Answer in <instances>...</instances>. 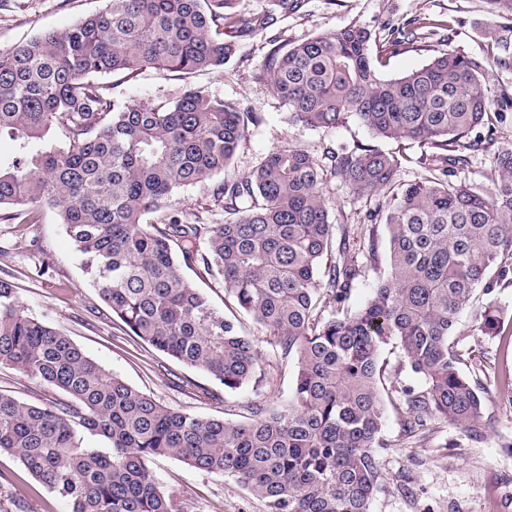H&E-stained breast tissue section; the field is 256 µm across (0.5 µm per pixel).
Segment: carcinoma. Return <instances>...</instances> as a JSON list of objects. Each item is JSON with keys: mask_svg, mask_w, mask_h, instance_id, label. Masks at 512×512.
<instances>
[{"mask_svg": "<svg viewBox=\"0 0 512 512\" xmlns=\"http://www.w3.org/2000/svg\"><path fill=\"white\" fill-rule=\"evenodd\" d=\"M512 20V0H485ZM239 0H105L62 31L0 53V223L30 224L56 210L102 302L132 334L210 376L226 392L257 383L260 354L238 318H228L184 269L224 282L241 314L294 361L288 401L251 407L247 421L190 415L159 404L91 359L73 340L28 314L0 277V364L65 396L31 403L0 391V454L16 457L71 512H184L151 467L160 456L235 478L267 512H371L382 473L378 449L389 389L403 432L433 419L480 428L479 384L462 371L457 317L476 290L512 286V148L493 153L480 182L457 177L477 127L493 135L512 96L492 94L504 54L476 59L441 52L422 67L381 78L372 34L350 25L288 49L277 44L258 77L272 83L288 122L333 130L353 118L380 139L420 148V180L373 145L268 154L242 179L213 186L224 222L208 224L174 203L175 193L219 175L260 122L232 102L185 86L172 99L121 103L103 85L146 69L187 78L224 68L257 21ZM405 22L395 46L416 42ZM330 180L357 199L376 194L367 228L332 224ZM384 227L389 272L353 309L356 282L375 270ZM501 312L488 306L481 330ZM423 380L390 383L387 347ZM107 444L92 448L86 437Z\"/></svg>", "mask_w": 512, "mask_h": 512, "instance_id": "obj_1", "label": "carcinoma"}]
</instances>
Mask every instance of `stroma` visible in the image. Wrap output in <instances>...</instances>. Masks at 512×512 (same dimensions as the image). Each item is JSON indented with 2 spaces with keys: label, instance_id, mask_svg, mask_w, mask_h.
<instances>
[{
  "label": "stroma",
  "instance_id": "stroma-1",
  "mask_svg": "<svg viewBox=\"0 0 512 512\" xmlns=\"http://www.w3.org/2000/svg\"><path fill=\"white\" fill-rule=\"evenodd\" d=\"M104 0H0V52L47 29L64 30L98 11ZM247 15L272 18L271 26L240 41L223 69L183 79L149 70L114 85L111 94L123 102H150L173 97L188 85L257 113L259 124L249 133L227 173L247 176L270 152L286 146L321 154L353 143H376L401 158V178L419 179L418 147L407 142L373 139L358 122L323 130L289 124L286 109L257 67L271 42L292 46L356 24L368 29L381 63L378 73L389 79L426 64L441 51L483 58L491 54L484 31L490 19L485 0H305L301 10L283 17L274 0H242ZM445 21L442 29L423 28L417 43L392 49L390 29L407 20ZM0 268L15 283L27 312L69 336L93 360L160 404L189 414L229 421L249 418L252 404L275 407L287 401L293 387L291 362L275 356L266 331L243 318L262 360L258 388L228 393L205 373L185 367L128 332L100 301L80 263L76 247L57 213L43 208L38 221L17 229L0 224ZM505 317H512V287L495 298ZM475 293L458 318L463 339V370L485 389L482 433L467 437L459 426L434 422L426 440L403 434V418L387 410L378 453L382 485L371 512H512V412L504 403L512 392V357L502 355L496 337L481 332V315L491 301ZM451 447H444V440ZM164 489L183 512H266L262 501L236 480L206 474L172 457L152 464ZM0 512H69L68 504L41 486L13 456L0 455Z\"/></svg>",
  "mask_w": 512,
  "mask_h": 512
}]
</instances>
